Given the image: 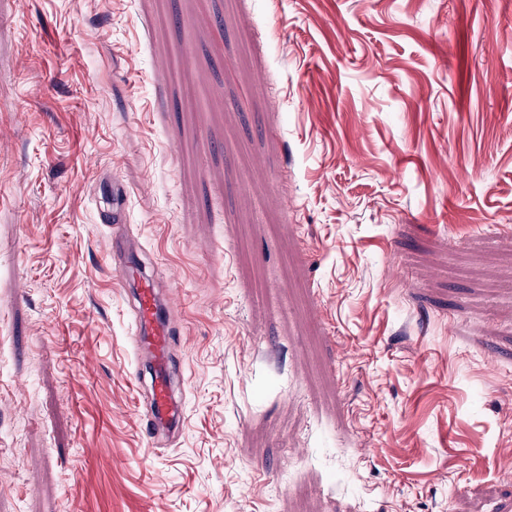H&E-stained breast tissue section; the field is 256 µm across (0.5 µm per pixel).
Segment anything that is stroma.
Instances as JSON below:
<instances>
[{"label": "stroma", "mask_w": 512, "mask_h": 512, "mask_svg": "<svg viewBox=\"0 0 512 512\" xmlns=\"http://www.w3.org/2000/svg\"><path fill=\"white\" fill-rule=\"evenodd\" d=\"M117 226L179 290L153 440ZM509 471L512 0H0V512H512Z\"/></svg>", "instance_id": "35a3bbf8"}]
</instances>
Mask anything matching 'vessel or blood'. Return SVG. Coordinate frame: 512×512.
I'll list each match as a JSON object with an SVG mask.
<instances>
[{
    "label": "vessel or blood",
    "mask_w": 512,
    "mask_h": 512,
    "mask_svg": "<svg viewBox=\"0 0 512 512\" xmlns=\"http://www.w3.org/2000/svg\"><path fill=\"white\" fill-rule=\"evenodd\" d=\"M121 272L123 287L132 288L134 292L137 348L150 359V421L156 428L182 424L184 409L171 390L169 369L173 324L168 306L161 301L154 278L143 273L135 260H128Z\"/></svg>",
    "instance_id": "obj_1"
}]
</instances>
